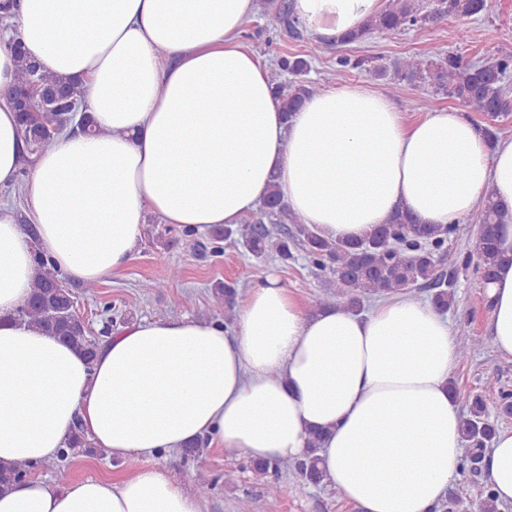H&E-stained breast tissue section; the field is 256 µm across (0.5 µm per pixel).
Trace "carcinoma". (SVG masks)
<instances>
[{"label":"carcinoma","instance_id":"1","mask_svg":"<svg viewBox=\"0 0 512 512\" xmlns=\"http://www.w3.org/2000/svg\"><path fill=\"white\" fill-rule=\"evenodd\" d=\"M486 0H435L428 7L423 0H387L381 13L372 17L359 29L340 39L342 44H353L374 33L405 31L440 22L453 15H478L484 11ZM6 47L15 57L16 74L12 86L11 107L19 112L24 161L50 147L56 140L54 130L60 126L62 115L81 102V88L73 82L43 72L21 41L14 37ZM309 67L302 57H283L278 71L272 74L280 102V111L290 118L303 101L318 91L305 81L288 84L280 80L281 73L298 76ZM415 87L430 88L456 99L472 112H480L493 119L512 107L508 96V82L512 79V52H500L478 62H468L457 55L445 53L431 46L423 53L395 61L391 68L376 67L373 76L387 77ZM269 215L286 221L280 228L258 232L252 227L217 228L211 235V252H224V243L241 245L257 258L276 257L282 261L292 258L291 247L300 246L310 262L329 274L324 298L314 299L309 306L320 310L332 303L344 304L360 312L370 298L384 294L404 293L410 297L422 289H431L430 299L441 312L455 303L456 292L441 268L448 265L446 247L454 232L449 227L419 224L407 213H397L388 226L378 227L361 240L330 241L320 237L299 216L290 212L276 192L266 200ZM473 222L484 228L477 239L474 255L485 280L492 279L501 254L497 246V226L512 222V211L488 194L472 214ZM179 276L176 266L165 267L142 287L159 291ZM217 304L224 306V325L232 327L236 320V289L224 284L214 289ZM75 295L65 285L62 275L49 265L47 258L39 257L38 273L30 298L20 308L15 320L59 337L70 345L88 363H93L97 347L89 336L83 319L74 313ZM496 432L489 419L486 401L474 395L467 401L463 420V439L467 443L462 468L481 460ZM69 451L61 452L65 461L70 452L97 456L99 451L90 446L80 425L68 433ZM315 449L303 459H279L274 462H251L257 480L264 483L271 496H280L286 488L280 483L281 474L290 472L302 480L318 485L324 474L316 465ZM37 465L21 461L8 468H0V493L27 479Z\"/></svg>","mask_w":512,"mask_h":512}]
</instances>
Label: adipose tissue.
<instances>
[{
    "label": "adipose tissue",
    "instance_id": "adipose-tissue-1",
    "mask_svg": "<svg viewBox=\"0 0 512 512\" xmlns=\"http://www.w3.org/2000/svg\"><path fill=\"white\" fill-rule=\"evenodd\" d=\"M383 0H294L315 37H341ZM258 0H17L20 38L47 73L78 82L101 133L38 155L30 225L0 204V466L58 459L74 424L119 477H31L0 512H203L165 461L199 438L255 461L315 450L324 482L361 512H433L464 454L449 391L447 316L406 296L367 313L312 312L273 275L237 302L232 328L184 315L116 327L94 364L18 325L38 255L96 282L126 267L148 217L201 230L239 223L278 191L324 238L360 239L398 210L454 227L486 190L512 207V140L488 144L462 111L410 121L363 84L310 96L284 120L267 65L241 38ZM21 131L0 104V189ZM483 288L496 352L512 358V224ZM321 431L311 444L312 431ZM483 464L512 503V426Z\"/></svg>",
    "mask_w": 512,
    "mask_h": 512
}]
</instances>
